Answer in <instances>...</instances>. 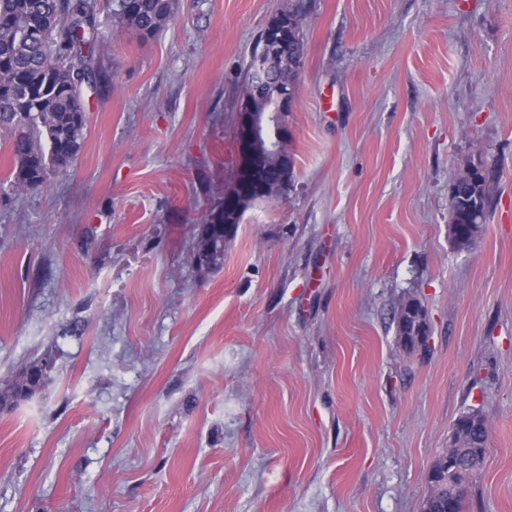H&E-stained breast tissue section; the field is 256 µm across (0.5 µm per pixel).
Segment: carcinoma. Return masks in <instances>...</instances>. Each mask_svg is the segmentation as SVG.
<instances>
[{
	"instance_id": "cac0c4a2",
	"label": "carcinoma",
	"mask_w": 512,
	"mask_h": 512,
	"mask_svg": "<svg viewBox=\"0 0 512 512\" xmlns=\"http://www.w3.org/2000/svg\"><path fill=\"white\" fill-rule=\"evenodd\" d=\"M175 0H112V24L141 37L154 36L171 19ZM98 7L89 0H0V133L16 162L10 187L16 191L47 184L49 171L64 170L80 153L87 128L83 84L105 40ZM448 217L466 224L452 244L469 249L480 238L490 203L482 164L469 163L448 187ZM31 389L25 372L0 389V406ZM450 452L432 464L430 492L422 512H461L465 496L453 485H471L483 468L489 426L482 410L462 412Z\"/></svg>"
}]
</instances>
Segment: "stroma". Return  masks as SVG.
Masks as SVG:
<instances>
[{"mask_svg": "<svg viewBox=\"0 0 512 512\" xmlns=\"http://www.w3.org/2000/svg\"><path fill=\"white\" fill-rule=\"evenodd\" d=\"M294 1L292 186L200 270L246 64ZM98 3L76 164L17 192L0 147V388L51 363L0 408V512H422L472 407L465 512H512V0H176L150 39ZM474 157L490 207L459 250L448 186Z\"/></svg>", "mask_w": 512, "mask_h": 512, "instance_id": "stroma-1", "label": "stroma"}]
</instances>
